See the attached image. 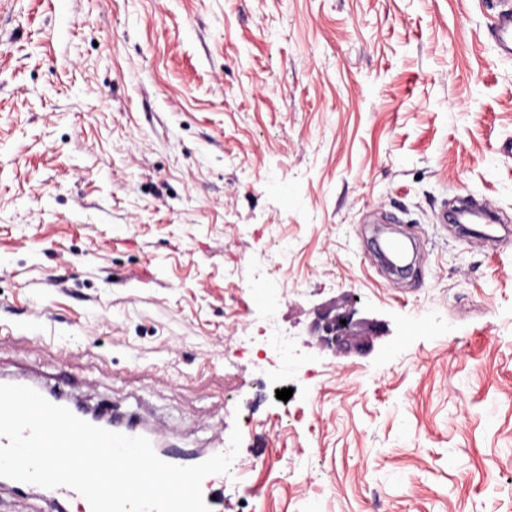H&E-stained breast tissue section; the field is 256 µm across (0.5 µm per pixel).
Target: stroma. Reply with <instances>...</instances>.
Wrapping results in <instances>:
<instances>
[{"mask_svg":"<svg viewBox=\"0 0 512 512\" xmlns=\"http://www.w3.org/2000/svg\"><path fill=\"white\" fill-rule=\"evenodd\" d=\"M497 0H9L0 380L242 464L215 512H512V59ZM413 238L406 282L372 229ZM353 300L361 351L319 347ZM292 389L289 400L277 399ZM502 9L497 16V48L502 57L512 59V2L502 0Z\"/></svg>","mask_w":512,"mask_h":512,"instance_id":"stroma-1","label":"stroma"}]
</instances>
